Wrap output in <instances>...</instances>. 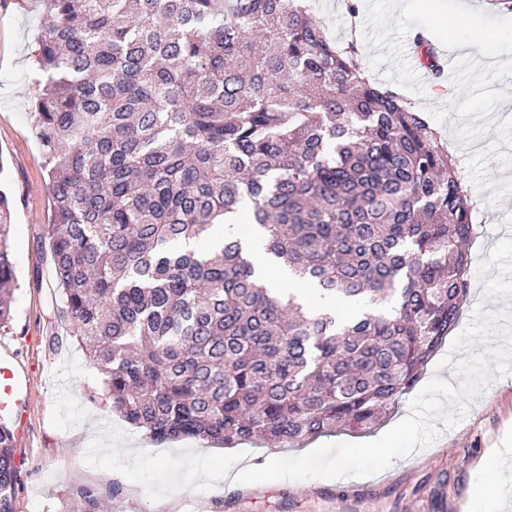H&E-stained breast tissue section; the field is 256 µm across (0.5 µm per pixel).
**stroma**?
I'll use <instances>...</instances> for the list:
<instances>
[{
	"label": "stroma",
	"instance_id": "obj_1",
	"mask_svg": "<svg viewBox=\"0 0 512 512\" xmlns=\"http://www.w3.org/2000/svg\"><path fill=\"white\" fill-rule=\"evenodd\" d=\"M390 2L359 0L363 66L375 84L399 91L443 133L471 191L474 219L485 227L469 244L463 330L479 306L512 314V93L498 91L500 62L512 60V11L491 10L486 0H398L395 9ZM43 11V0H0V184L15 200L9 244L20 284L0 347L12 350L19 373L34 376L22 417L8 421L23 462L15 512H47L75 483L117 485L107 512H469L476 491L490 512L499 485L512 484V375L491 380L431 445L376 474L344 479L239 483L224 475L322 443L376 439L409 415L411 395L370 430H339L280 448L260 441L234 448L202 439L156 443L86 399L101 376L58 317L61 289L42 234L54 216L33 112ZM476 28L485 32L484 43H472ZM420 32L453 59L444 90L419 82L404 57ZM114 446L127 456L112 455ZM496 448L505 454L487 468ZM203 464L211 470L204 480Z\"/></svg>",
	"mask_w": 512,
	"mask_h": 512
}]
</instances>
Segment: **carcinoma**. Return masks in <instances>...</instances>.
Here are the masks:
<instances>
[{"instance_id": "carcinoma-1", "label": "carcinoma", "mask_w": 512, "mask_h": 512, "mask_svg": "<svg viewBox=\"0 0 512 512\" xmlns=\"http://www.w3.org/2000/svg\"><path fill=\"white\" fill-rule=\"evenodd\" d=\"M35 128L50 165L60 319L102 375L86 392L156 443L271 447L377 425L456 327L472 204L425 115L375 86L307 0H44ZM433 79L444 66L426 37ZM0 191V328L18 290ZM258 226L320 312L259 275ZM195 241L199 248L186 251ZM22 461L0 426V512ZM110 484L57 512H102ZM297 292L302 296V298L306 302L314 305L319 310L336 308L340 313L347 316H352L356 314L361 308L360 305L353 302H341L336 306V303L321 298L319 293L313 288L302 287Z\"/></svg>"}]
</instances>
